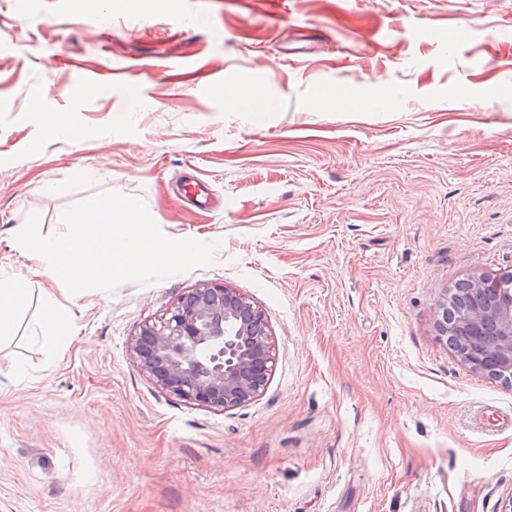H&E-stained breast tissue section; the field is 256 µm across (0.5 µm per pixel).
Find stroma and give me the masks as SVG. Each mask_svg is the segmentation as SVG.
<instances>
[{"label":"stroma","instance_id":"35a3bbf8","mask_svg":"<svg viewBox=\"0 0 512 512\" xmlns=\"http://www.w3.org/2000/svg\"><path fill=\"white\" fill-rule=\"evenodd\" d=\"M340 90L349 108L314 109ZM188 179L223 211L195 210ZM107 191L168 238L219 242L216 263L69 293L14 236L32 213L65 233L63 210ZM19 272L0 512H505L512 385L433 323L459 283L512 277V0H185L177 18L0 0V281ZM210 283L277 340L266 392L227 411L161 389L128 349ZM48 293L76 315L54 338Z\"/></svg>","mask_w":512,"mask_h":512}]
</instances>
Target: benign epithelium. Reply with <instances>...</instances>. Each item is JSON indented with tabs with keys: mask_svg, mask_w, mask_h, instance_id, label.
Here are the masks:
<instances>
[{
	"mask_svg": "<svg viewBox=\"0 0 512 512\" xmlns=\"http://www.w3.org/2000/svg\"><path fill=\"white\" fill-rule=\"evenodd\" d=\"M476 303L458 326L470 346L455 348L478 372L512 384V279L478 275ZM436 336L448 338V301L437 308ZM133 360L163 390L186 402L226 411L261 397L274 372L277 342L264 313L248 298L219 284L187 293L157 322L131 339Z\"/></svg>",
	"mask_w": 512,
	"mask_h": 512,
	"instance_id": "7a95c632",
	"label": "benign epithelium"
}]
</instances>
